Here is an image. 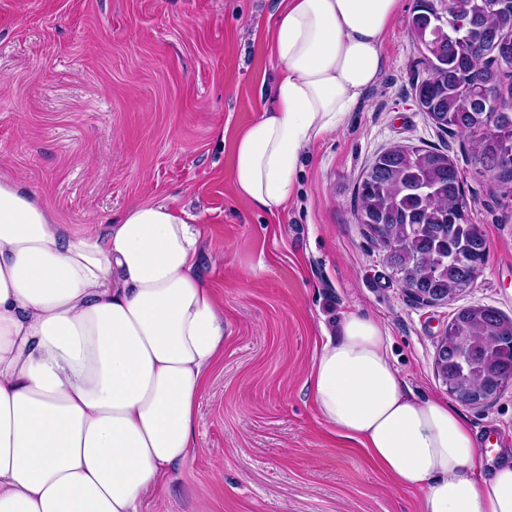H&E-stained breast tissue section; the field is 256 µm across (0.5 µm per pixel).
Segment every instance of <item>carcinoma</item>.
<instances>
[{
	"label": "carcinoma",
	"mask_w": 512,
	"mask_h": 512,
	"mask_svg": "<svg viewBox=\"0 0 512 512\" xmlns=\"http://www.w3.org/2000/svg\"><path fill=\"white\" fill-rule=\"evenodd\" d=\"M461 29L440 32L441 0H415L410 30L424 76L414 85L420 110L444 133L461 134L474 174L490 194H512V0H451ZM359 223L376 241L404 243L385 262L406 288L436 300L469 287L486 261L485 235L466 217L468 203L457 164L431 146L396 144L365 170L355 188ZM448 351L437 366L454 389L497 396L512 381V319L481 304L448 322Z\"/></svg>",
	"instance_id": "obj_1"
}]
</instances>
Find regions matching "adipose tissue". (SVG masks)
Here are the masks:
<instances>
[{
  "label": "adipose tissue",
  "instance_id": "ef3b65f1",
  "mask_svg": "<svg viewBox=\"0 0 512 512\" xmlns=\"http://www.w3.org/2000/svg\"><path fill=\"white\" fill-rule=\"evenodd\" d=\"M403 0H279L274 103L236 137V193L269 213L304 149L340 129L384 73ZM202 232L158 204L88 232L0 178V512H140L196 446L224 312L196 272ZM375 319L345 315L308 384L321 420L422 512H512V463L484 475L460 411L417 397Z\"/></svg>",
  "mask_w": 512,
  "mask_h": 512
}]
</instances>
